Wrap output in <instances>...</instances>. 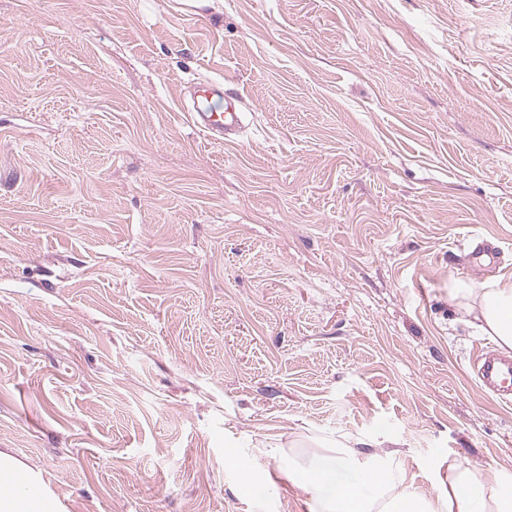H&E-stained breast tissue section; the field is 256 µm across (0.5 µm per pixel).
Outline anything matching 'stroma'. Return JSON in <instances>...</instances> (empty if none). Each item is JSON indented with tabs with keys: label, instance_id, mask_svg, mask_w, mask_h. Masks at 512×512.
<instances>
[{
	"label": "stroma",
	"instance_id": "35a3bbf8",
	"mask_svg": "<svg viewBox=\"0 0 512 512\" xmlns=\"http://www.w3.org/2000/svg\"><path fill=\"white\" fill-rule=\"evenodd\" d=\"M509 273L512 0H0V450L62 512H309L346 435L512 472L448 295ZM196 102L187 112L191 125L213 143H224L234 139L243 125V112L236 105L238 99H224V108L215 102L224 95L223 82L212 80L194 88Z\"/></svg>",
	"mask_w": 512,
	"mask_h": 512
}]
</instances>
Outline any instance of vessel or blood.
I'll list each match as a JSON object with an SVG mask.
<instances>
[{
  "label": "vessel or blood",
  "instance_id": "1",
  "mask_svg": "<svg viewBox=\"0 0 512 512\" xmlns=\"http://www.w3.org/2000/svg\"><path fill=\"white\" fill-rule=\"evenodd\" d=\"M196 102L188 111L191 125L209 141L221 143L238 136L243 125V114L235 100L225 98L223 82L212 80L198 84L194 89ZM223 107H216V100ZM482 385L501 396L512 395V360L499 357L493 351H484L476 364Z\"/></svg>",
  "mask_w": 512,
  "mask_h": 512
}]
</instances>
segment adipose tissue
<instances>
[{
  "label": "adipose tissue",
  "mask_w": 512,
  "mask_h": 512,
  "mask_svg": "<svg viewBox=\"0 0 512 512\" xmlns=\"http://www.w3.org/2000/svg\"><path fill=\"white\" fill-rule=\"evenodd\" d=\"M450 296L501 351L512 352V274L456 282ZM361 446L348 436L289 470V480L315 492L312 512H512V474L492 467L476 474L453 460L447 490L432 500L405 471H382ZM0 512H61V505L38 475L0 451Z\"/></svg>",
  "instance_id": "adipose-tissue-1"
}]
</instances>
